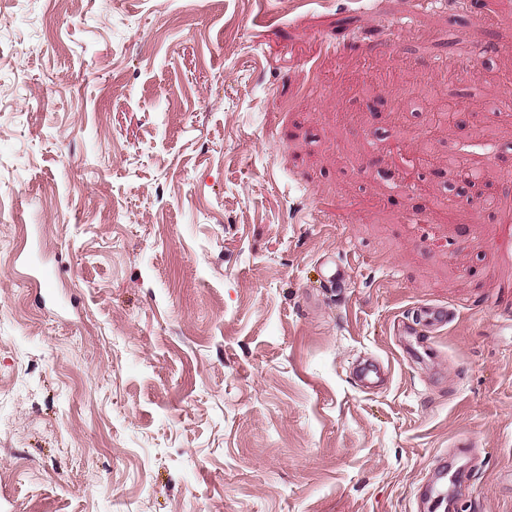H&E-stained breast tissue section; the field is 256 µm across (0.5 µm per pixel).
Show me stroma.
<instances>
[{
    "label": "stroma",
    "mask_w": 512,
    "mask_h": 512,
    "mask_svg": "<svg viewBox=\"0 0 512 512\" xmlns=\"http://www.w3.org/2000/svg\"><path fill=\"white\" fill-rule=\"evenodd\" d=\"M509 25L0 0V512H512ZM489 135H495L492 130L484 129L478 136L471 138L473 144L463 145L457 153L448 156L449 167L458 168L465 171L467 175L472 176L476 181L481 177L482 170L476 166L471 165L469 156L474 155V148L481 144L482 139L489 141L492 138Z\"/></svg>",
    "instance_id": "35a3bbf8"
}]
</instances>
